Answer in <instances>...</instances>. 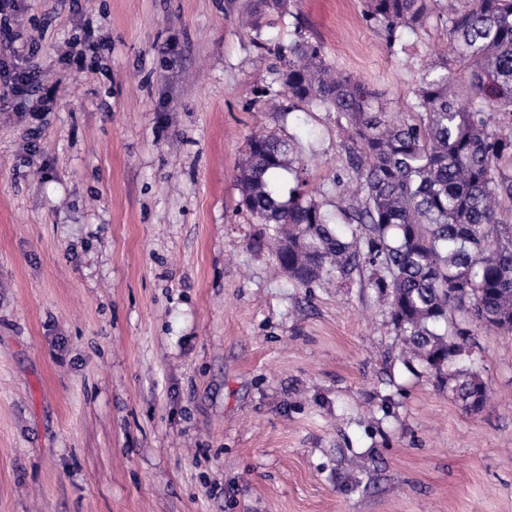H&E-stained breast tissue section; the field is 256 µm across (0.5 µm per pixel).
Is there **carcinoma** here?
I'll return each instance as SVG.
<instances>
[{"label": "carcinoma", "instance_id": "carcinoma-1", "mask_svg": "<svg viewBox=\"0 0 512 512\" xmlns=\"http://www.w3.org/2000/svg\"><path fill=\"white\" fill-rule=\"evenodd\" d=\"M433 18L448 55L426 67L403 118L381 90L333 72L320 46L277 43L275 95L336 112L353 186L336 182L331 217L306 190L295 139L260 131L247 138L240 205L294 286L369 271L409 353L479 413L488 390L464 365L469 336L475 326L512 334V0H364L394 55ZM284 172L295 181L286 195Z\"/></svg>", "mask_w": 512, "mask_h": 512}]
</instances>
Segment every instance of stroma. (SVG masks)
<instances>
[{
  "mask_svg": "<svg viewBox=\"0 0 512 512\" xmlns=\"http://www.w3.org/2000/svg\"><path fill=\"white\" fill-rule=\"evenodd\" d=\"M16 5L48 110H0V512H512V335L475 329L467 413L365 275L293 286L238 206L258 128L328 212L343 173L335 112L270 108L259 43L320 44L403 113L446 30L394 56L364 0Z\"/></svg>",
  "mask_w": 512,
  "mask_h": 512,
  "instance_id": "stroma-1",
  "label": "stroma"
}]
</instances>
